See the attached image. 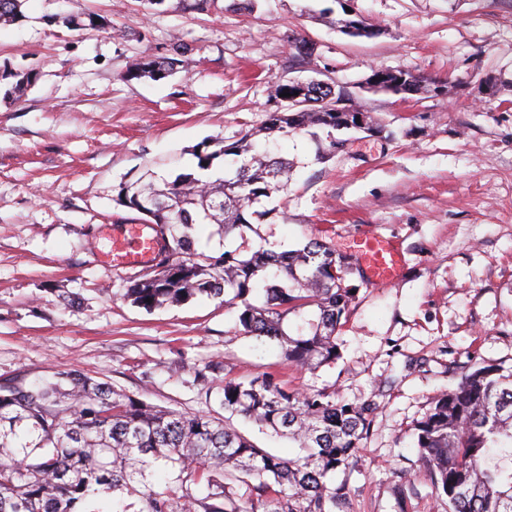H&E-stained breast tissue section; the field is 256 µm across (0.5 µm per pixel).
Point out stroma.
Here are the masks:
<instances>
[{
  "label": "stroma",
  "instance_id": "stroma-1",
  "mask_svg": "<svg viewBox=\"0 0 512 512\" xmlns=\"http://www.w3.org/2000/svg\"><path fill=\"white\" fill-rule=\"evenodd\" d=\"M211 0L163 12L143 0H27L0 27V72H36L18 101L0 98V379L30 383L74 368L155 406L223 416L226 380L271 370L302 390L333 387L378 405L350 477L353 512H445L414 446L435 397L468 367H512V0ZM360 15L372 37L344 34ZM107 16L112 31L72 30L58 14ZM315 48L294 59L291 37ZM189 46L175 73L125 80L145 58ZM374 69L418 76L402 99L364 89ZM342 86L375 133L262 134L273 82ZM253 132L288 158L287 190L261 199L246 235L196 225L197 251L242 242L293 248L319 239L352 255L363 233L399 246L396 280L373 285L361 263L341 320V357L301 371L276 346L240 335L236 309L198 298L148 312L124 299L137 271L104 255L143 216L118 204L145 173L173 180L195 149ZM408 483L398 504L393 487Z\"/></svg>",
  "mask_w": 512,
  "mask_h": 512
}]
</instances>
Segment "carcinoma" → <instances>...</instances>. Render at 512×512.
<instances>
[{"label":"carcinoma","instance_id":"cac0c4a2","mask_svg":"<svg viewBox=\"0 0 512 512\" xmlns=\"http://www.w3.org/2000/svg\"><path fill=\"white\" fill-rule=\"evenodd\" d=\"M26 0H0V25L24 17ZM71 29L112 30L102 15L65 13ZM178 59L158 56L136 64L127 78L168 77ZM405 94L425 92L405 70L373 72ZM16 81L5 97L21 99L35 75L4 73ZM290 93L283 97L282 93ZM267 133L310 127L356 130L364 112H338L351 100L322 81L305 87L276 81ZM253 134L209 152H196L197 172L158 187L139 178L123 184L118 204L150 198L145 222L162 224L172 249L126 288L132 305L152 310L198 296L239 308V331L271 342L289 364L304 370L340 358L336 331L355 299L345 284L346 258L317 240L297 249L264 243L250 252H197L191 230L220 224L224 235L252 229L244 213L259 198L288 187L289 163L254 150ZM224 158V173L209 174ZM264 291L253 304L249 295ZM314 309L292 336L289 315ZM224 411L260 428L285 433L301 454L282 458L257 447L227 420L158 409L76 370L54 381H0V512H350L348 479L369 433L377 404L349 402L325 389L300 392L265 371L246 382H224ZM415 448L430 483L447 498L446 512H512V369L472 366L441 393L416 425Z\"/></svg>","mask_w":512,"mask_h":512}]
</instances>
